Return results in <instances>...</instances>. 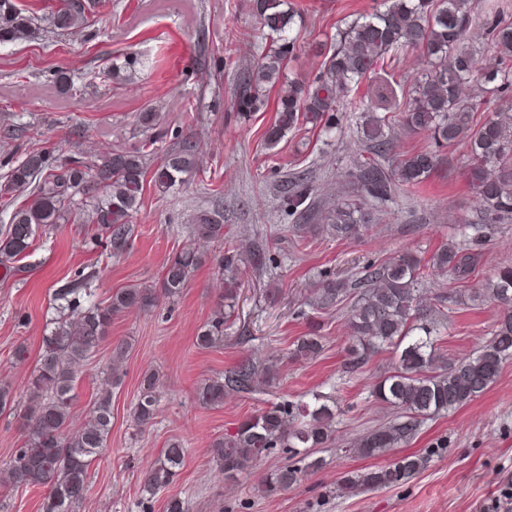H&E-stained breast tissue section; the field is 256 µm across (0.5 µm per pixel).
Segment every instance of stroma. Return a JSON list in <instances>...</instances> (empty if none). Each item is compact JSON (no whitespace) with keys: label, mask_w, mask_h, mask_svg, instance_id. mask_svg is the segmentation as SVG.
Segmentation results:
<instances>
[{"label":"stroma","mask_w":512,"mask_h":512,"mask_svg":"<svg viewBox=\"0 0 512 512\" xmlns=\"http://www.w3.org/2000/svg\"><path fill=\"white\" fill-rule=\"evenodd\" d=\"M303 22L299 48L290 64L294 77H312L323 68L315 44L329 43L347 16L370 11L374 0H295ZM265 46L247 0H106L93 26L56 36L43 34L0 44V130L26 127L18 140L0 137V177L33 148H65L97 154L121 146L139 147L154 137L158 151L190 141L202 167L168 193L146 187L135 216L130 249L110 256L94 242L84 224L67 223L38 231L19 273L0 265V383L22 394L35 369L43 336L63 315L60 290L78 275L89 276L96 300L136 285H158L168 259L193 244L206 257L181 296L149 311L115 317L108 338L81 367L72 426L85 420L96 396L112 391V434L108 449L92 467L89 488L78 512H165L169 497L185 500L188 512H485L501 490L512 486V359L492 387L460 409L425 420L406 452L423 457L421 471L405 484L374 491L333 494L342 473L366 467L340 449L370 429L394 419L393 410L376 403L370 389L388 364L373 355L354 375L343 371L348 342L346 310L321 311L325 350L317 359L289 357L292 343L308 330L301 315L310 291L324 277L349 279L365 265L412 251L429 258L456 226L475 221L469 187L467 150L443 149L441 160L417 189L398 191L373 230L356 241H301L287 236L292 219L276 197L275 186L287 172L309 174L320 203H336L347 189L344 171L359 156L351 130L334 144L319 132L299 128L275 148L261 135L275 117L276 92L250 120L240 118L234 100L242 70ZM136 57L141 68L118 84L106 74L115 60ZM153 109L158 123L151 133L137 124L139 112ZM222 207L229 246H244L266 236L274 263L262 278L246 279L238 317L223 344L200 350L194 345L224 288L211 261V243L195 239L191 218L199 209ZM479 278L512 265V223L495 225L482 246ZM282 288L277 303L265 300L267 288ZM499 309L484 302L453 306L438 343L442 359L453 362L473 354L490 337ZM128 346L121 382L108 386L103 370L117 343ZM25 345L18 360L13 351ZM279 359L281 380L268 390L228 396L204 406L196 399L203 379L217 376L242 357ZM160 372L163 389L152 426L135 432L130 413L145 370ZM335 395L341 414L335 446L322 449L323 467L273 497L257 486L271 469L288 461L275 449L227 487L215 467L210 442L234 431L246 416L298 396ZM182 440L185 459L175 480L152 501L140 493L141 477L169 440Z\"/></svg>","instance_id":"1"}]
</instances>
